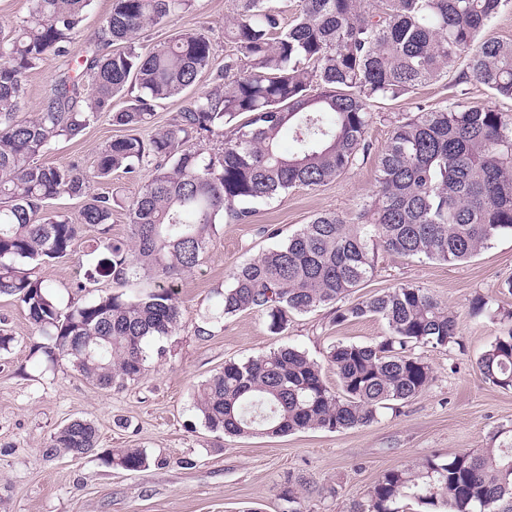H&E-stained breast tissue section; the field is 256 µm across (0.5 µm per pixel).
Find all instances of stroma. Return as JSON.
Listing matches in <instances>:
<instances>
[{
	"instance_id": "1",
	"label": "stroma",
	"mask_w": 512,
	"mask_h": 512,
	"mask_svg": "<svg viewBox=\"0 0 512 512\" xmlns=\"http://www.w3.org/2000/svg\"><path fill=\"white\" fill-rule=\"evenodd\" d=\"M231 8V0H196L191 11L145 31L142 41L153 46L176 32L202 28L213 43L215 66H223L224 23ZM111 9L112 0H92L68 54L48 56L27 73L24 115L40 110L60 75L74 73ZM454 93L446 77L398 100L374 104L383 118L367 133V162L317 190L295 189L255 203L247 223H217L202 264L178 281L182 326L162 339L165 355L151 356L138 382L95 389L67 361L48 362L39 349L45 338L25 308L1 296L0 327L16 342L0 351V512H283L279 490L291 475L313 484L301 493L303 512H347L385 470L413 466L434 452L494 448L500 433L512 435V390L485 382L477 368L500 325L473 312L479 300L512 310V294L500 288L512 277L511 235L456 264L380 254L378 271L360 288V296L402 282L419 285L454 312L461 339L460 346L448 349L420 348L435 379L400 411L381 410L363 428L267 438L209 431L194 407L197 386L227 362L285 346L320 361L332 345L368 343L384 334L385 324L377 318L336 324L325 308L292 315L286 329L273 334L254 311L219 317L216 291L228 284L233 268L273 246L267 229H277L284 240L319 213L357 217L377 189V159L394 121L418 107L441 105ZM125 133L105 114L81 138L58 141L39 161L47 166L75 161L91 170L100 150ZM100 235L97 228L84 227L68 256L33 267L35 277L53 285L60 304L115 291L111 279L85 281L92 263L87 251ZM202 325L207 335H197ZM73 418L97 427V449L76 459L46 458L54 433ZM115 448L144 449L147 467L128 474L105 465L104 457ZM331 487L337 496H328Z\"/></svg>"
}]
</instances>
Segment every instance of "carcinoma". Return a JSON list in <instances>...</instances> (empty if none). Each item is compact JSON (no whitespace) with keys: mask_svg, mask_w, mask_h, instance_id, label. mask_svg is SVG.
Instances as JSON below:
<instances>
[{"mask_svg":"<svg viewBox=\"0 0 512 512\" xmlns=\"http://www.w3.org/2000/svg\"><path fill=\"white\" fill-rule=\"evenodd\" d=\"M91 0H32L14 30L0 29V296H11L51 340L49 360L66 359L91 386L124 387L146 371L148 347L176 333L182 312L176 281L197 268L220 220L243 223L251 204L297 188L314 190L368 159L374 103L395 100L456 73L512 101V40L479 39L507 0H300L284 21V0H233L224 38L229 50L213 87L193 97L148 138L158 103L183 95L212 69L201 31L181 32L145 50L137 37L194 0H113L97 46L75 75L57 78L39 112L19 118L24 75L48 54L66 55ZM121 43L124 49L103 53ZM466 58L465 68L456 71ZM132 92L126 108L112 100ZM104 112L128 134L101 149L89 173L76 162L45 166L38 156L61 138L82 136ZM221 133L214 148L204 143ZM295 150L284 153L283 134ZM150 171L130 200L89 193L113 172ZM378 189L361 224L338 212L316 215L261 256L235 267L218 292L220 316L254 310L270 332L291 314L328 307L333 322L374 316L386 326L373 341L338 343L325 362L282 347L229 362L200 385L195 408L204 426L228 436L281 437L297 431L366 427L383 408L404 404L432 383L421 345L459 343L456 318L426 289L399 283L354 302L377 271L378 251L392 256L466 261L499 236L512 235V111L474 104L466 93L395 121L377 162ZM85 197L74 220L47 213V201ZM126 208L129 235L104 245L87 280L119 287L147 276L140 296L116 292L60 308L53 287L22 269L72 251L84 225L111 223ZM336 372L328 386L324 367ZM489 383L512 389V327L477 360ZM87 420L60 427L48 457L95 451ZM107 464L127 472L148 465L140 448H115ZM301 477L280 497L301 512ZM512 512V440L497 448L432 453L414 467L383 472L350 512Z\"/></svg>","mask_w":512,"mask_h":512,"instance_id":"cac0c4a2","label":"carcinoma"}]
</instances>
